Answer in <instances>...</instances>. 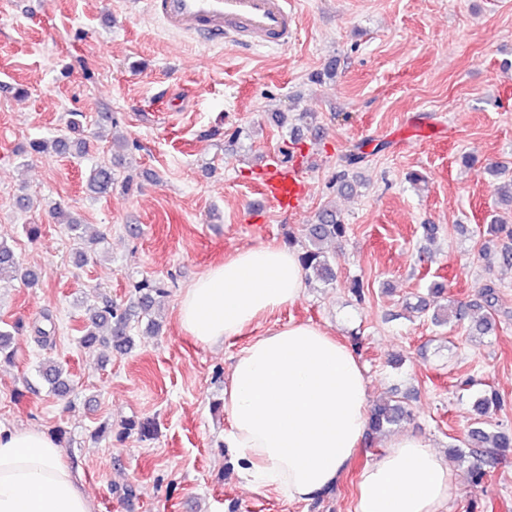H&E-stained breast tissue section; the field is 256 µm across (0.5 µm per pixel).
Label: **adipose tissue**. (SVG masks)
<instances>
[{"label": "adipose tissue", "mask_w": 512, "mask_h": 512, "mask_svg": "<svg viewBox=\"0 0 512 512\" xmlns=\"http://www.w3.org/2000/svg\"><path fill=\"white\" fill-rule=\"evenodd\" d=\"M305 286L297 252L245 248L185 290L178 318L197 344L217 346L297 302ZM368 406V381L348 344L314 324L274 322L234 358L224 444L251 488L306 502L352 466ZM455 491L451 462L422 435L403 433L362 470L355 512H444ZM0 512L92 505L53 437L0 423Z\"/></svg>", "instance_id": "ef3b65f1"}]
</instances>
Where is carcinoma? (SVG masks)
I'll return each mask as SVG.
<instances>
[{"mask_svg": "<svg viewBox=\"0 0 512 512\" xmlns=\"http://www.w3.org/2000/svg\"><path fill=\"white\" fill-rule=\"evenodd\" d=\"M32 152L41 154L53 148L57 151L70 148L69 142L63 138L51 142L34 140L30 143ZM90 182L98 193H106L112 189L114 176L107 165L96 166L91 174ZM60 218L69 224L73 239L78 242L76 251L77 263L81 264L88 256L97 252L100 240L86 239L83 236V225L80 222L62 214ZM348 227L334 209L325 208L318 213L316 222L307 224L303 229L300 260L306 271L308 281L327 283L334 280L335 272L330 256L325 250L326 245L336 243L346 238ZM15 280L34 286L38 282L37 272L25 266L17 256L14 248L7 240L0 239V285L9 284ZM137 297L138 315L150 317L155 304V297L164 293L161 283L143 279L134 285ZM497 300L496 288L485 285L480 292L478 302H455L437 306L430 315L431 322L443 326L450 322L468 321L470 330L479 335H485L494 330L495 322L489 310ZM89 312L87 325L79 338L80 346L84 349H94L102 346L117 352L132 348V337L129 333L131 313L128 308H121L117 303L103 299L97 304L87 306ZM10 324L0 325V361L12 362L14 351L9 347L11 332ZM39 376L55 395H65L72 388L70 375L65 369L51 361L41 364ZM502 406V398L492 389L477 392L473 401V419L468 428L462 447L456 450L455 457L464 459L468 456L475 461L468 468L470 481L480 486L489 476L488 467L500 457L512 450V433L499 429L491 431L485 427L484 417L492 409ZM411 415V411L402 400H386L374 404L369 411L368 437L391 430Z\"/></svg>", "mask_w": 512, "mask_h": 512, "instance_id": "1", "label": "carcinoma"}]
</instances>
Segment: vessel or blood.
I'll use <instances>...</instances> for the list:
<instances>
[{"instance_id":"obj_1","label":"vessel or blood","mask_w":512,"mask_h":512,"mask_svg":"<svg viewBox=\"0 0 512 512\" xmlns=\"http://www.w3.org/2000/svg\"><path fill=\"white\" fill-rule=\"evenodd\" d=\"M148 8L173 33L211 45L231 44L241 51L284 49L296 35L293 0H148ZM309 191L303 158L265 161L261 201L295 209Z\"/></svg>"}]
</instances>
